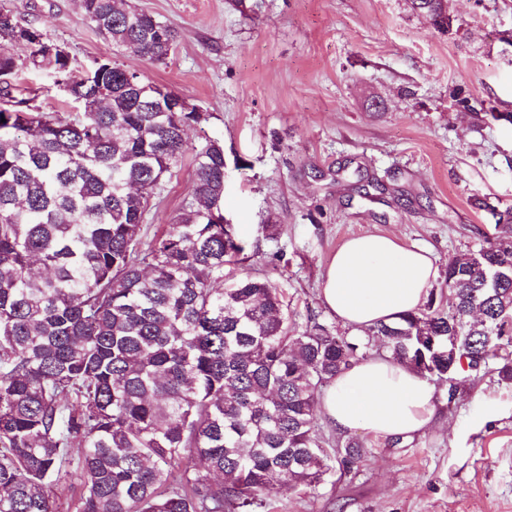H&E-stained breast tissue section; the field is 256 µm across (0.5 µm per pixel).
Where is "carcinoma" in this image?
<instances>
[{
	"mask_svg": "<svg viewBox=\"0 0 512 512\" xmlns=\"http://www.w3.org/2000/svg\"><path fill=\"white\" fill-rule=\"evenodd\" d=\"M112 46L167 63L178 33L120 0H81ZM40 29H0V71L38 68L81 109L41 112L0 93V512H57L78 449L75 512H257L274 484L315 487L335 457L316 428L322 388L366 356L316 316L288 326L278 288L224 266L246 261L224 224V145L193 154V187L168 228L142 231L205 113L166 112L160 85L116 62L74 65ZM21 53H16L15 49ZM448 261V303L366 336L454 396L492 359L512 380V212ZM459 359L448 367V343Z\"/></svg>",
	"mask_w": 512,
	"mask_h": 512,
	"instance_id": "1",
	"label": "carcinoma"
}]
</instances>
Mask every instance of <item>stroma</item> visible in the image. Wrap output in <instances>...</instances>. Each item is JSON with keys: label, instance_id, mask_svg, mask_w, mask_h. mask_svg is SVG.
<instances>
[{"label": "stroma", "instance_id": "stroma-1", "mask_svg": "<svg viewBox=\"0 0 512 512\" xmlns=\"http://www.w3.org/2000/svg\"><path fill=\"white\" fill-rule=\"evenodd\" d=\"M179 33L168 63L104 43L78 0H0L84 63L107 57L208 115L188 147L224 144V215L244 267L283 294L295 330L326 310V265L348 237L432 250L428 293L448 298L450 258L476 251L512 208V0H447L437 30L411 0H130ZM45 112L66 95L45 72L16 92ZM192 158L166 183L148 235L192 187ZM279 230L269 239L262 225ZM498 361L456 395L432 378L435 424L395 440L357 431L370 453L315 489H275L264 512H512V381Z\"/></svg>", "mask_w": 512, "mask_h": 512}]
</instances>
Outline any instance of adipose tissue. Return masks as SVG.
I'll use <instances>...</instances> for the list:
<instances>
[{
	"instance_id": "1",
	"label": "adipose tissue",
	"mask_w": 512,
	"mask_h": 512,
	"mask_svg": "<svg viewBox=\"0 0 512 512\" xmlns=\"http://www.w3.org/2000/svg\"><path fill=\"white\" fill-rule=\"evenodd\" d=\"M434 277L429 250L366 233L337 248L325 270L322 300L339 322L362 332L418 310ZM320 409L338 432L383 438L424 432L436 416L433 386L387 357L358 360L337 374Z\"/></svg>"
}]
</instances>
